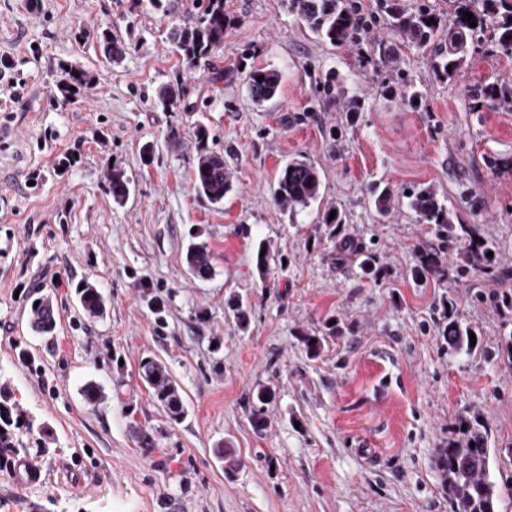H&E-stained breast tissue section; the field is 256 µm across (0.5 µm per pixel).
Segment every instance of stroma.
<instances>
[{"label": "stroma", "mask_w": 512, "mask_h": 512, "mask_svg": "<svg viewBox=\"0 0 512 512\" xmlns=\"http://www.w3.org/2000/svg\"><path fill=\"white\" fill-rule=\"evenodd\" d=\"M196 3L0 0V60L18 96L0 105V385L11 433L45 431L44 447L0 455V512H450L435 457L465 411L490 424L497 512H512V366L494 356L512 334L498 304L512 295V110L467 92L512 82V55L476 51L459 80H440L416 48L378 63L380 45L400 42L378 0H360L362 39L336 48L281 0H224V40L191 67L168 33ZM107 33L121 58L106 54ZM65 64L93 80L66 102ZM255 67L284 77L262 108L246 91ZM403 75L418 104L390 93ZM163 85L173 109L157 102ZM352 99L360 112H347ZM200 122L234 175L220 208L194 189ZM297 154L320 169L322 194L292 218L272 188ZM110 164L133 179L120 205ZM423 184L488 241L486 270L459 276L461 243L420 223L407 193ZM376 185L392 190L388 215ZM330 208L349 248L324 233ZM194 240L213 252L209 280L187 273ZM261 240L285 261L264 278ZM428 254L439 270L418 277ZM83 280L104 293L103 316L82 311ZM235 294L243 324L226 307ZM40 297L56 318L48 336L29 326ZM451 319L477 332L476 349H449ZM148 359L171 372L180 421L141 378ZM29 467L39 482L23 483Z\"/></svg>", "instance_id": "stroma-1"}]
</instances>
